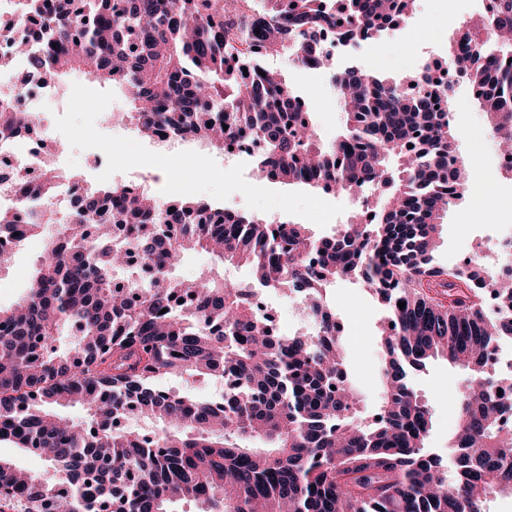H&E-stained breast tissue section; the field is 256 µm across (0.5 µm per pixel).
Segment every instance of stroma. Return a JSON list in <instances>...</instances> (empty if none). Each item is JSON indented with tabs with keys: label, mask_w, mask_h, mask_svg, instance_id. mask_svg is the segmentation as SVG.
<instances>
[{
	"label": "stroma",
	"mask_w": 512,
	"mask_h": 512,
	"mask_svg": "<svg viewBox=\"0 0 512 512\" xmlns=\"http://www.w3.org/2000/svg\"><path fill=\"white\" fill-rule=\"evenodd\" d=\"M477 2L416 0L411 17L395 30L352 50L354 66L400 78L431 60L449 64L453 34L473 20ZM275 67L307 98L320 142L333 141L344 127L345 116L328 74L299 68L282 55L277 56ZM58 88L59 98L44 107L41 136L55 149L57 168L67 184L95 189L142 175L161 203L172 201V187L178 184L184 186L185 197L218 202L269 223L304 224L318 237L331 234L354 214L349 193L325 194L255 179L250 164L199 142L182 141L158 150L133 126L112 123L111 113L129 109L128 97L110 86L89 82L82 73L66 76ZM451 111L456 145L470 166L468 191L449 208L441 226L435 261L442 267L467 255L484 258L500 225H512V180L495 172L494 136L464 81L454 86ZM46 254L47 241L42 237L29 238L15 248L8 267L0 270V308H10L25 296L31 275ZM324 296L344 324L346 366L363 395L362 415L370 417L382 400L377 367L384 359L380 328L386 310L358 281L330 284ZM468 377V370L439 357L411 380L432 413L427 446L443 458L457 426L455 397ZM156 384L198 401L217 399L223 392L221 380L207 375L167 374L158 377Z\"/></svg>",
	"instance_id": "1"
}]
</instances>
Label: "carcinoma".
I'll return each mask as SVG.
<instances>
[{
	"label": "carcinoma",
	"instance_id": "obj_1",
	"mask_svg": "<svg viewBox=\"0 0 512 512\" xmlns=\"http://www.w3.org/2000/svg\"><path fill=\"white\" fill-rule=\"evenodd\" d=\"M224 2L14 0L32 26L19 56L50 82L67 70L100 84L121 81L131 97L126 121L150 140L165 122L175 141L223 150L226 138L248 129L264 142L258 177L323 191L380 186L387 200L372 223L321 238L304 224L276 229L230 211L213 224L215 203L187 198L171 212L146 189L121 185L85 192L62 216L41 207L25 237L46 235L47 255L23 300L0 308V441L40 452L66 491L0 459V512H98L102 504L112 512H171L176 500L202 503L204 512H485L491 498L512 494V431L500 425L486 362L490 345L512 336V287L433 263L441 224L467 182L449 112L432 104H448L452 87L430 85L422 75L428 63L399 81L356 67L332 72L347 119L325 146L285 80H272L269 70L243 79L256 61L224 43L225 28H240ZM267 2L271 22L257 19L252 30L299 65L321 68L330 60L322 29L359 44L406 18L415 0ZM449 53L459 79L489 85L477 103L499 142H512V72L496 68L512 60V0H494L489 19ZM407 81L419 91L407 90ZM13 92L0 89V136L29 122L12 110ZM59 178L47 167L36 183L14 180L23 200L19 210L0 212V229L18 223L26 201L49 194ZM129 247L154 269L146 288L133 276L127 289L114 286ZM196 248L223 264L248 265L256 288L313 295L308 308L321 328L274 335L220 273L191 286L174 278L184 252ZM354 278L390 311L391 328H381L389 353L383 401L371 423L342 376L346 347L319 292ZM428 288L447 289L448 302ZM490 293L511 314H487ZM66 327L77 336L72 355L53 346ZM438 357L470 371L457 397L452 481L426 448L430 409L404 382L405 367ZM170 371L230 372L242 385L219 403L193 401L155 387ZM76 405L87 416L81 423L61 413ZM131 405L162 435L115 428Z\"/></svg>",
	"mask_w": 512,
	"mask_h": 512
}]
</instances>
